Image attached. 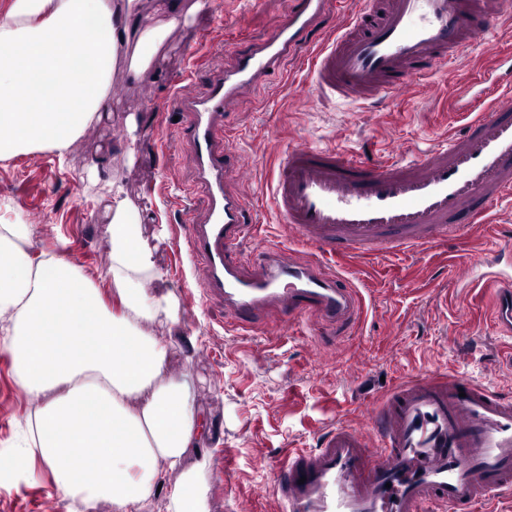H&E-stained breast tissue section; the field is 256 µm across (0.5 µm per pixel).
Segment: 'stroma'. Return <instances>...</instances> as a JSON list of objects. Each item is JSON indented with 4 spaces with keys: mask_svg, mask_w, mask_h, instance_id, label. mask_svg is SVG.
<instances>
[{
    "mask_svg": "<svg viewBox=\"0 0 512 512\" xmlns=\"http://www.w3.org/2000/svg\"><path fill=\"white\" fill-rule=\"evenodd\" d=\"M288 2L183 0L186 10L150 69L134 78L117 62L107 96L112 118L85 130L66 164L47 150L0 161V223L33 225L34 251L60 250L94 283L110 266L112 243L106 203L86 181L87 168L120 184L139 211L143 239L179 304L177 323L157 322L150 331L174 352L167 376L191 374L196 405L210 422L209 512H278L271 485L289 452L315 447L336 424L360 423L366 407L423 371L458 372L512 396V369L500 362L512 339L495 333L487 305L467 303L451 270L491 245L497 226L512 225V198L493 209V223L438 249L340 259L365 298L362 318L344 336L307 320L279 332L276 312L237 329L223 304L205 298L202 273L188 254L185 219L202 213L206 199L193 192L196 173L188 146L177 139L181 125L172 98L180 90L203 91L234 47L269 35ZM511 46L502 38L481 41L452 66L436 68L437 95L420 91L368 104L314 92L311 47L283 58L276 77L234 103L224 120L249 171L248 180L232 188L258 213L242 251L255 257L279 244L311 252L291 239L271 208L269 186L283 149L304 143L378 159L430 148L462 123L448 110L449 90L476 78L490 49ZM190 336L197 339L192 349L185 344ZM38 404L17 385L12 358L0 345V455L12 448L16 422ZM67 510L44 472L31 483L0 486V512Z\"/></svg>",
    "mask_w": 512,
    "mask_h": 512,
    "instance_id": "1",
    "label": "stroma"
}]
</instances>
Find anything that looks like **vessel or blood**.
I'll use <instances>...</instances> for the list:
<instances>
[{
    "label": "vessel or blood",
    "instance_id": "obj_1",
    "mask_svg": "<svg viewBox=\"0 0 512 512\" xmlns=\"http://www.w3.org/2000/svg\"><path fill=\"white\" fill-rule=\"evenodd\" d=\"M505 0H359L336 37L312 58L313 89L350 102L407 95L431 70L452 63L482 40L477 20ZM335 0H290L288 13L249 51L233 53L198 94L179 93L189 115L179 137L190 145L196 188L207 199L203 220H190L192 259L202 261L208 297L222 300L234 323L284 312L288 322L317 319L344 327L364 308L354 284L323 256L339 251L378 256L421 250L486 222L512 195V103L488 100L512 85V69L486 87L458 89V111L485 105L436 146L411 158L370 162L343 150L308 145L281 151L270 199L290 233L316 249L296 257L268 248L259 261L239 247L251 229L248 202L230 187L241 171L224 141V114L281 57L306 43ZM472 111V110H471ZM459 270L466 288L496 287L492 325L512 335V277L495 272L512 250V229ZM272 492L279 512H476L495 496H512V398L462 374L424 372L370 406L358 426L336 425L317 447L281 462Z\"/></svg>",
    "mask_w": 512,
    "mask_h": 512
}]
</instances>
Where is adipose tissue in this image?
I'll use <instances>...</instances> for the list:
<instances>
[{
	"label": "adipose tissue",
	"mask_w": 512,
	"mask_h": 512,
	"mask_svg": "<svg viewBox=\"0 0 512 512\" xmlns=\"http://www.w3.org/2000/svg\"><path fill=\"white\" fill-rule=\"evenodd\" d=\"M161 21L141 27L135 0H0V160L39 150L65 160L79 135L110 117L106 105L119 47L133 51L128 71L152 63L176 22L179 0H153ZM94 37L72 50L78 32ZM25 108H18V100ZM112 233L105 279L113 304L75 264L53 252L34 258L25 224H0V331L9 336L20 388L43 406L27 415L15 451L0 456V477L26 482L51 474L68 512H209L198 470L207 467L211 429L190 376L165 372L169 344L149 323L177 321L174 289L160 285L141 241L138 213L104 187ZM178 475L158 494L164 472Z\"/></svg>",
	"instance_id": "1"
}]
</instances>
